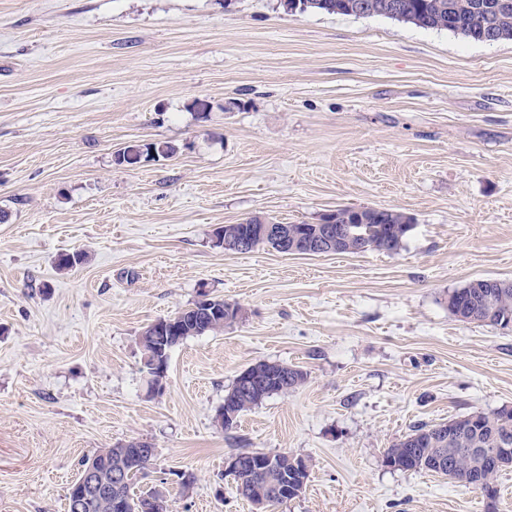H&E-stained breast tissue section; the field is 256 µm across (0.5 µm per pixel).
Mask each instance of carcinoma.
Instances as JSON below:
<instances>
[{
	"mask_svg": "<svg viewBox=\"0 0 512 512\" xmlns=\"http://www.w3.org/2000/svg\"><path fill=\"white\" fill-rule=\"evenodd\" d=\"M363 1L372 6L374 15L388 17L384 12L387 0H299L303 7L295 9L293 0H284L286 9L300 14L318 12L343 16L355 15V5ZM401 5L398 20L413 24L425 30H447L466 39L485 42L488 35L495 34L498 40H512V7L502 6L503 0H397ZM178 148L165 141L130 144L122 149L126 157L154 159L169 158ZM362 227L357 235L348 236L340 232L341 226L353 223L351 208L337 209L335 235L336 240L327 246L331 253L354 254L358 251H378L396 254L406 243L413 229L414 218L400 210L366 208L362 211ZM313 229L311 224H274L269 226L259 217H251L240 224L223 226L222 239L225 250L239 251L238 245L245 243V251L263 245L269 246L281 254L291 248L305 252L303 230ZM465 293L463 301L455 298L454 292H448V312L452 316L471 313L473 321L487 326L498 327L505 320L512 321V280L473 279L461 286ZM183 314L181 341L207 333H217L224 327L243 316V309L237 304L227 306L224 300L211 298L209 312L199 313L188 307ZM254 367L265 369L269 377L258 393L251 392L239 382H234L231 390L224 396V412L234 416V420L223 423L228 431L237 423V417L260 405L274 394H284L301 386L307 379V373L297 366L259 362ZM477 418L472 427L468 417H458L445 423L421 425L394 443L385 451L387 465L396 470L427 471L437 470L436 461L451 462L457 470H467L473 478L491 489L488 509L494 510L498 489L497 478L502 468L493 466L487 455H474L472 448H512V407H502L492 413L474 414ZM274 461V467L261 472L243 471L233 475L236 493L244 500L251 499L254 482H268L279 487L293 490L304 488L309 476V461L285 452L263 453ZM131 473L121 492L130 504V512H137L140 504L152 498L155 504L150 512H167L163 495L146 493L137 495L132 491Z\"/></svg>",
	"mask_w": 512,
	"mask_h": 512,
	"instance_id": "carcinoma-1",
	"label": "carcinoma"
}]
</instances>
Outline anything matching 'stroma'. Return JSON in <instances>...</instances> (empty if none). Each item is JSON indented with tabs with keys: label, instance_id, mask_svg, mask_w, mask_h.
Segmentation results:
<instances>
[{
	"label": "stroma",
	"instance_id": "1",
	"mask_svg": "<svg viewBox=\"0 0 512 512\" xmlns=\"http://www.w3.org/2000/svg\"><path fill=\"white\" fill-rule=\"evenodd\" d=\"M134 141L179 151L115 166ZM342 206L414 227L396 254L217 238ZM0 213V512H66L82 460L129 441L156 450L134 491L168 512H253L224 474L251 450L310 463L270 512H512V468L491 506L384 462L414 427L512 406V331L446 306L512 279V41L280 0H0ZM204 290L243 317L149 394L142 330ZM258 362L307 380L224 430Z\"/></svg>",
	"mask_w": 512,
	"mask_h": 512
}]
</instances>
